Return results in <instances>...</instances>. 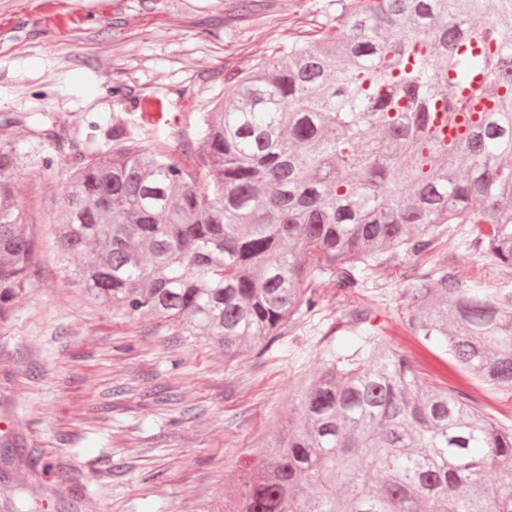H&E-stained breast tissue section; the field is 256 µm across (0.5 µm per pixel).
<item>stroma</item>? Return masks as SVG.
<instances>
[{
    "instance_id": "1",
    "label": "stroma",
    "mask_w": 512,
    "mask_h": 512,
    "mask_svg": "<svg viewBox=\"0 0 512 512\" xmlns=\"http://www.w3.org/2000/svg\"><path fill=\"white\" fill-rule=\"evenodd\" d=\"M345 2L257 0L245 11L239 0H0V138L26 114L79 145L43 142L50 168L18 172L41 273L0 324V408L12 421L0 430V512H203L271 443L328 346L349 345L350 308H372L382 342L427 376L437 362L408 322L410 276L443 264L473 287L512 286L489 258L446 237L432 256L390 262L356 292L317 281L318 314L238 358L69 286L50 219L77 155L105 148L121 122L142 146L182 153L227 78L328 36ZM147 96L183 115L165 142L137 119Z\"/></svg>"
}]
</instances>
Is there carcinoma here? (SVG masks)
<instances>
[{
    "instance_id": "1",
    "label": "carcinoma",
    "mask_w": 512,
    "mask_h": 512,
    "mask_svg": "<svg viewBox=\"0 0 512 512\" xmlns=\"http://www.w3.org/2000/svg\"><path fill=\"white\" fill-rule=\"evenodd\" d=\"M14 123L0 140L1 323L39 275L13 171L49 164L20 150L33 129ZM194 135L188 166L116 126L72 169L52 223L86 300L235 357L317 311L311 283L354 293L459 224L512 277V0H350L336 34L234 75ZM405 297L457 377L512 396L511 288H472L439 265ZM343 319L352 344L301 382L214 512H512V424L422 383L371 308Z\"/></svg>"
}]
</instances>
